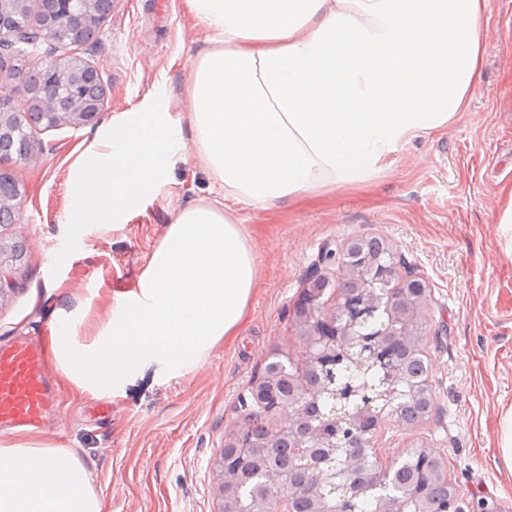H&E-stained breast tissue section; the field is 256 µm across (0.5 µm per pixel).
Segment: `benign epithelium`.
<instances>
[{"instance_id":"benign-epithelium-1","label":"benign epithelium","mask_w":512,"mask_h":512,"mask_svg":"<svg viewBox=\"0 0 512 512\" xmlns=\"http://www.w3.org/2000/svg\"><path fill=\"white\" fill-rule=\"evenodd\" d=\"M27 0H0V51L16 42L36 45L48 44L84 45L100 39L101 28L93 26L97 14L112 12L114 0H40L39 27L32 31L24 23ZM41 72L38 80L31 79L28 73L22 74L27 88V101L23 111L7 109L0 101V188H8L9 195L17 201L21 197L19 184L3 164L24 160L33 149L30 137H22L19 131L30 126L52 129L63 122L74 126H84L97 122L102 111L106 88L95 67L82 57L71 55L65 58L48 60L35 67ZM25 247L13 244L8 248L0 246V281L6 279L13 263L22 258ZM322 263H335L345 275L336 282L316 275L310 279V287L317 284L336 288L337 316L325 320L321 311L310 304L298 312V323L302 329L303 341L308 352L307 365L317 367L326 374H336L344 360L359 352L362 341L361 325L371 312L379 308V299L365 288L352 295L345 288L348 276L355 271L363 278L389 279L394 283L390 291L391 300L409 301L411 306L401 312L397 308L388 309L389 325L377 332L372 346V358L382 365L387 379L392 382L399 377V368L394 361L391 341L396 337L410 338L414 333L409 327L412 320L422 316L426 304V285L416 272L408 267L399 269L393 265L375 269L355 255L354 246L349 244L337 252L328 249L321 256ZM277 374L265 371L255 384L252 396L265 412L277 410L288 412L284 423L269 430L266 443L249 444L244 441V431H239L224 444L223 468L224 491L238 487L239 472L229 466V461L253 446L269 447L282 438L295 443L298 461L305 460L316 448H329L336 457V465L330 473L315 482L320 507L315 512H326L327 495L324 487L338 488L354 496L364 491V482L376 486L384 484L391 465H382L369 474L360 469L361 459L350 449H338L336 444L327 441L321 425L307 420L305 408L324 396L326 388L303 386L293 402L274 399ZM335 397L345 409L342 419L349 424L357 423L361 415L348 410L349 400L355 392L351 381L338 382ZM226 512H293V497L288 491V475L275 466L268 467L264 490L247 499L246 504L228 508Z\"/></svg>"}]
</instances>
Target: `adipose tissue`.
Segmentation results:
<instances>
[{"label": "adipose tissue", "instance_id": "obj_1", "mask_svg": "<svg viewBox=\"0 0 512 512\" xmlns=\"http://www.w3.org/2000/svg\"><path fill=\"white\" fill-rule=\"evenodd\" d=\"M209 34L192 64L190 106L156 87L101 126L70 177L66 223H123L195 155L217 201L168 224L137 286L95 336L61 314L51 344L71 384L104 398L147 363L196 369L235 335L257 286L234 204L269 206L361 183L418 134L465 110L480 79L486 0H186ZM0 512H101L74 454L0 443Z\"/></svg>", "mask_w": 512, "mask_h": 512}]
</instances>
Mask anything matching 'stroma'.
I'll list each match as a JSON object with an SVG mask.
<instances>
[{
	"instance_id": "stroma-1",
	"label": "stroma",
	"mask_w": 512,
	"mask_h": 512,
	"mask_svg": "<svg viewBox=\"0 0 512 512\" xmlns=\"http://www.w3.org/2000/svg\"><path fill=\"white\" fill-rule=\"evenodd\" d=\"M119 2L96 43H42L1 55L0 96L22 107L27 92L17 71L74 52L99 70L107 89L97 123L132 111L157 85L170 112L187 111L191 65L206 31L185 0ZM510 24L512 0H487L481 79L467 109L443 132L402 146L389 168L268 208L237 205L259 286L237 336L217 342L193 372L170 378L146 364L112 395L107 415L92 393L58 377L65 397L58 422L31 439L85 462L102 512H224L219 461L245 413L258 410L249 400L252 385L276 354L304 370L295 311L306 283L317 271L338 275V267L321 264L325 249L366 237L383 240L427 286L421 348L433 410L410 427L385 419L378 462L433 449L466 496L512 512V471L496 455L512 408V257L498 224L506 205L500 189L512 185ZM96 125L31 129L33 154L11 166L20 215L0 224V241L22 243L25 254L0 288V343L49 335L61 313L77 308L83 335H93L135 289L181 208L212 198L214 174L191 157L125 223L67 224L69 175Z\"/></svg>"
}]
</instances>
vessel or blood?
<instances>
[{"instance_id":"obj_1","label":"vessel or blood","mask_w":512,"mask_h":512,"mask_svg":"<svg viewBox=\"0 0 512 512\" xmlns=\"http://www.w3.org/2000/svg\"><path fill=\"white\" fill-rule=\"evenodd\" d=\"M51 364L47 342L23 338L0 344V427L35 430L61 409Z\"/></svg>"}]
</instances>
